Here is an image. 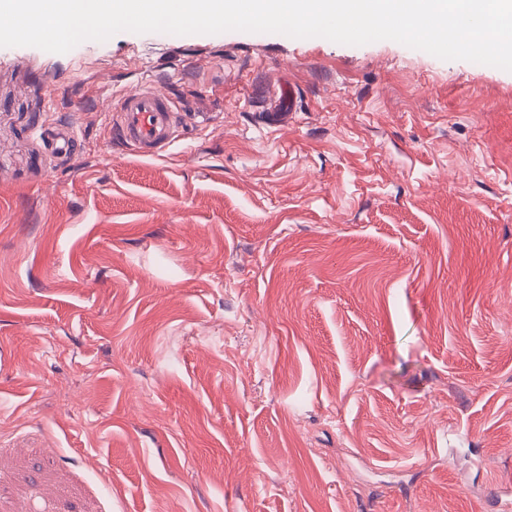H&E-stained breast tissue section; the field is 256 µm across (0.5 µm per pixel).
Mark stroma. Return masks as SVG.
<instances>
[{"mask_svg": "<svg viewBox=\"0 0 512 512\" xmlns=\"http://www.w3.org/2000/svg\"><path fill=\"white\" fill-rule=\"evenodd\" d=\"M148 83L181 111L141 160L107 106ZM508 501L512 72L239 31L0 47V512Z\"/></svg>", "mask_w": 512, "mask_h": 512, "instance_id": "35a3bbf8", "label": "stroma"}]
</instances>
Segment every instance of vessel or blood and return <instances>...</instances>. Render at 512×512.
<instances>
[{"label": "vessel or blood", "instance_id": "b4317fda", "mask_svg": "<svg viewBox=\"0 0 512 512\" xmlns=\"http://www.w3.org/2000/svg\"><path fill=\"white\" fill-rule=\"evenodd\" d=\"M172 99L146 85L112 107L113 131L140 159H157L176 138Z\"/></svg>", "mask_w": 512, "mask_h": 512}]
</instances>
